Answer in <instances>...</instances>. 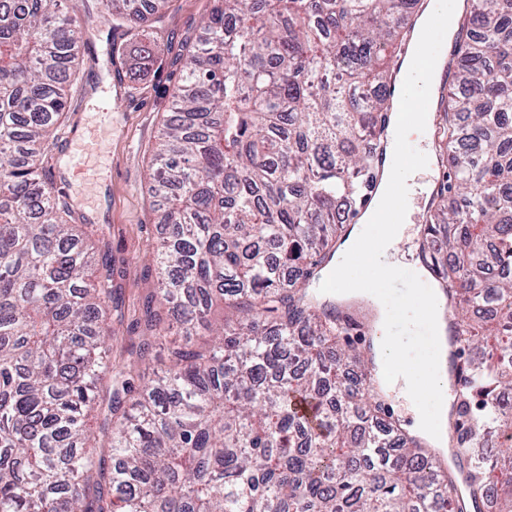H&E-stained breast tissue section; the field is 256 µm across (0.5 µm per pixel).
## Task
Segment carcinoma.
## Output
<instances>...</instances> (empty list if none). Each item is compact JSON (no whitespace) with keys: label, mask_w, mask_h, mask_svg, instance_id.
Masks as SVG:
<instances>
[{"label":"carcinoma","mask_w":512,"mask_h":512,"mask_svg":"<svg viewBox=\"0 0 512 512\" xmlns=\"http://www.w3.org/2000/svg\"><path fill=\"white\" fill-rule=\"evenodd\" d=\"M171 2L103 0L134 34ZM213 2L153 167L160 288L129 328L137 364L169 365L137 386L110 356L105 233L37 180L79 26L65 0L0 4V512H512V275L489 281L512 268V0L463 12L433 131L454 179L422 247L458 285L452 478L387 422L311 286L360 215L415 0Z\"/></svg>","instance_id":"1"}]
</instances>
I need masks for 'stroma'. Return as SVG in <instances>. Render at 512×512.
I'll return each mask as SVG.
<instances>
[{
	"mask_svg": "<svg viewBox=\"0 0 512 512\" xmlns=\"http://www.w3.org/2000/svg\"><path fill=\"white\" fill-rule=\"evenodd\" d=\"M84 47L73 73L74 85L61 138L88 134L93 152L79 151L82 167H69L63 147L52 151L47 182L62 193L77 222L105 227L103 250L112 257L113 354L130 355L138 338L129 333L133 310L157 289L145 275L163 232L152 210L157 197L150 173L159 130L172 110V93L183 59L212 0H173L156 30L127 33L105 16L101 0H67ZM152 43L153 57L143 61L138 45ZM430 198H411L407 224L413 234L399 245L401 268L418 258Z\"/></svg>",
	"mask_w": 512,
	"mask_h": 512,
	"instance_id": "obj_1",
	"label": "stroma"
}]
</instances>
